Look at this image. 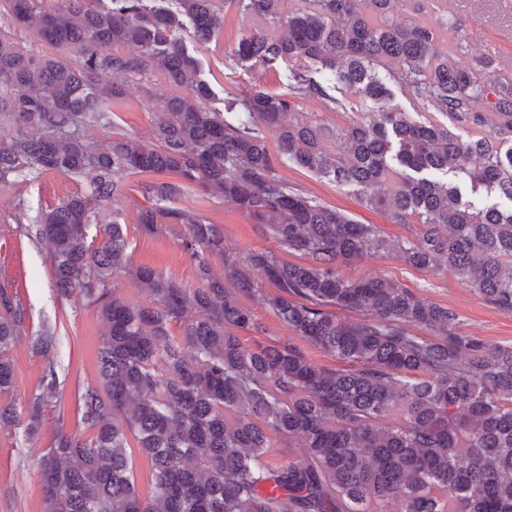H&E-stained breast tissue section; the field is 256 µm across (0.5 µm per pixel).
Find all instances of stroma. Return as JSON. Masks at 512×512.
Segmentation results:
<instances>
[{
    "label": "stroma",
    "mask_w": 512,
    "mask_h": 512,
    "mask_svg": "<svg viewBox=\"0 0 512 512\" xmlns=\"http://www.w3.org/2000/svg\"><path fill=\"white\" fill-rule=\"evenodd\" d=\"M224 16V27L210 41H199L192 23L176 28L175 36L198 62L204 79L215 94L213 108L223 109L232 99L255 92L287 93L293 82V62L284 60L267 66L240 62L234 56L239 41L255 27L256 21L238 4L214 0ZM430 20L448 14L468 37V48L475 55H492L502 63H512V0H434L427 5ZM184 90L153 70L128 78L124 93L112 103L106 125L87 127L89 137L128 135L142 141L153 137L154 114L167 98L183 95ZM288 185L322 204L340 209L361 224L376 225L389 239L411 236L408 224L392 223L383 212L375 211L351 190L316 177L293 162L280 170ZM144 174L126 176L124 194L113 205L103 208L108 220L124 224L129 240L131 268L149 267L187 287L197 284L196 267L181 245V228L165 225L151 236L137 228V213L147 204ZM88 176L72 178L46 172L36 177L0 184V286L24 302L28 321L26 333L13 346L14 388L10 402L19 413H26L29 398L36 393L46 366H53L59 378L62 399L59 410L45 412L35 440H27L22 430L0 429V512H44L39 455L50 447L57 432L78 431V395L86 381L96 376V352L104 324L96 309L61 299L53 285L52 259L44 244L28 238L23 224L38 209H51L68 197L85 192ZM173 208L204 216L224 231V249L239 256L251 251L279 252V244L264 225L242 213L229 200L210 195L200 185L188 187L172 202ZM343 277L352 279L386 277L402 287L458 316V330L501 346H512V310L489 304L474 288L456 279L444 267L416 268L390 253H372L342 267ZM250 308L259 331H242L245 343L287 342L290 332L271 308L241 296ZM58 338L55 352L42 356L32 347L43 330Z\"/></svg>",
    "instance_id": "obj_1"
}]
</instances>
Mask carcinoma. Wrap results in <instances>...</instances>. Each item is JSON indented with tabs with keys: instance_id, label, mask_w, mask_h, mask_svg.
Masks as SVG:
<instances>
[{
	"instance_id": "obj_1",
	"label": "carcinoma",
	"mask_w": 512,
	"mask_h": 512,
	"mask_svg": "<svg viewBox=\"0 0 512 512\" xmlns=\"http://www.w3.org/2000/svg\"><path fill=\"white\" fill-rule=\"evenodd\" d=\"M9 2L14 22L37 19V37L74 51L77 62L41 59L0 38V116L16 127L0 141V183L95 172L85 193L24 227L50 249L57 294L95 307L105 324L96 379L79 397L90 436L62 430L40 456L45 512H381L389 502L397 512H512V346L459 333L453 311L392 280L339 271L387 251L415 267L442 264L512 310V211L476 202L512 201V69L471 59L466 36L445 18L397 22L406 0H304L288 11L284 0H241L259 25L239 42L237 60L318 63L326 78L297 72L288 94H250L223 113L210 107L195 59L171 35L181 15L201 41L220 32L213 0H174V10L159 0H58L44 12L41 0ZM444 30L457 33L456 48L439 54ZM129 43L139 55L112 53ZM152 69L191 93L155 113L154 141L87 138L84 128L108 118L127 77ZM103 73L112 82H101ZM392 85L447 122L417 124L391 111ZM338 90L371 115L330 131L300 108L315 99L326 111L342 109ZM459 125L473 129L471 139L457 136ZM264 129L275 135L274 152ZM328 140L335 148L325 149ZM286 160L354 189L396 224L419 225L415 237L387 239L289 189L279 174ZM133 173L158 177L137 213L140 233L152 236L165 221L183 226L198 278L187 288L135 270L147 306L114 287L129 244L123 225L100 223L97 210L122 196ZM186 184L235 202L307 263L225 252L219 225L170 207ZM92 228L103 237L96 248ZM213 255L224 260L222 277ZM255 270L276 293L254 287ZM241 295L340 366H319L291 343L245 345L237 330L258 325ZM25 323L21 301L0 289L1 396L13 386L8 352ZM59 398L50 366L26 418L0 404V429L32 439ZM273 436L288 439L280 450L287 459L276 465L266 462ZM130 437L152 463L147 497L127 454Z\"/></svg>"
}]
</instances>
